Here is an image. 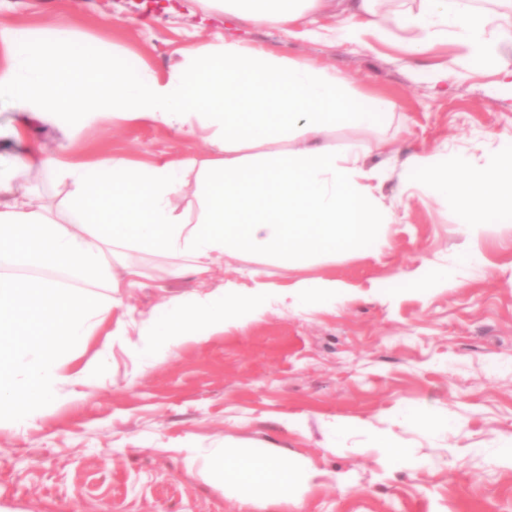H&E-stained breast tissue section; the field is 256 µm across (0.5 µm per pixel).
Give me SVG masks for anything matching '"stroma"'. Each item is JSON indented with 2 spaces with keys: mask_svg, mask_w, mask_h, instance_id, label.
Masks as SVG:
<instances>
[{
  "mask_svg": "<svg viewBox=\"0 0 512 512\" xmlns=\"http://www.w3.org/2000/svg\"><path fill=\"white\" fill-rule=\"evenodd\" d=\"M64 23L105 53L130 55L162 75L223 37L335 68L356 92L393 105L381 129L339 128L326 142L367 146V166L385 173L380 201L398 221L389 247L364 257L299 271L244 256L204 284L170 276L172 258L134 254L146 277L107 317L128 333L114 337L102 377L74 395L62 390L34 425L0 430V512H512V467L497 462L512 448V223L463 234L454 210L409 189L414 175L403 165L423 150L469 165L494 159L500 135H512V81L503 75L512 44L499 47L497 68L435 86L420 73L446 67L453 45L411 57L374 40L290 38L230 20L204 0H0V29ZM22 124L31 141L68 147L77 158L207 154L204 141H183L160 125L103 122L71 139L52 121L1 111L0 160L19 151L11 131ZM472 252L484 263L460 266L458 287H408L416 268ZM305 276L353 291L327 309L272 307L149 365L138 356L139 326L161 317L170 299L227 281L285 288ZM399 404L448 420V430L406 427ZM338 419L354 423L341 443L330 430ZM375 431L411 449L418 464L379 463L369 449ZM226 444L309 460L318 484L284 502L243 503L201 466L186 465L188 455ZM344 480L351 490L341 489Z\"/></svg>",
  "mask_w": 512,
  "mask_h": 512,
  "instance_id": "1",
  "label": "stroma"
}]
</instances>
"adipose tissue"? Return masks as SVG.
Wrapping results in <instances>:
<instances>
[{
	"instance_id": "ef3b65f1",
	"label": "adipose tissue",
	"mask_w": 512,
	"mask_h": 512,
	"mask_svg": "<svg viewBox=\"0 0 512 512\" xmlns=\"http://www.w3.org/2000/svg\"><path fill=\"white\" fill-rule=\"evenodd\" d=\"M208 2L238 22L289 36L305 19L328 16L348 42H386L396 27L409 32L404 49L412 56L448 42L464 49L446 70L425 72L434 82L461 65L487 66L498 42H512V0H500L493 12L461 0H420L388 17L380 0ZM389 107L354 92L328 67L234 39L202 47L162 77L76 40L65 25L46 35L0 30V111L51 119L71 136L105 120L159 124L211 148L203 159L73 161L31 145L13 167L0 168V426L29 424L63 386L100 375L110 344L97 361L78 369L73 363L104 315L141 285L144 273L125 261L126 252L178 258L175 274L204 283L228 256L259 255L302 269L387 245L397 216L376 195L381 172L366 166L362 145L337 151L324 138L339 125L374 130ZM405 165L430 196L452 205L462 231L512 222V136L501 138L497 159L484 166L438 152L414 154ZM22 171L67 185L59 211L33 206ZM185 196L195 217L176 205ZM346 295L333 280L302 278L288 288L228 282L217 295L170 300L168 318L150 322L151 341L139 353L149 361L158 348L203 340L271 306H322ZM207 465L224 485L245 488L254 504L274 491L310 490L318 476L308 460L283 464L246 449L214 452Z\"/></svg>"
}]
</instances>
